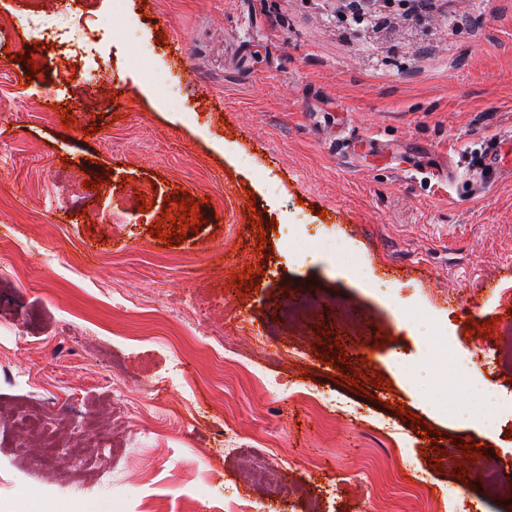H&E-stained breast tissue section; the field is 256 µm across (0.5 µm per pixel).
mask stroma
Returning a JSON list of instances; mask_svg holds the SVG:
<instances>
[{
    "instance_id": "35a3bbf8",
    "label": "stroma",
    "mask_w": 512,
    "mask_h": 512,
    "mask_svg": "<svg viewBox=\"0 0 512 512\" xmlns=\"http://www.w3.org/2000/svg\"><path fill=\"white\" fill-rule=\"evenodd\" d=\"M336 3L124 0L116 23L125 41L99 33L112 48L104 83L117 94L105 108L95 95L79 98L57 49H39L41 73L29 76L7 49L32 44L30 32L0 28V83L29 85L22 106L0 96L12 113L0 121V147L13 152L0 167V241L27 273L19 285L0 276V404H29L63 380L115 441L139 435L88 459L100 483L76 485L64 456L34 461L0 415V512L81 499L90 512H140L152 495L164 512H185L187 494L197 512H214L211 488L239 487L236 461L224 458L228 426L244 454L274 447L288 460L287 485L250 492L264 512H445L465 480L464 512H512V494L483 480L490 464L512 468V365L476 358L453 369L446 355L473 336L512 352V330L484 327L506 308L500 292L512 295V173L481 171L496 141L512 137V0H448L424 20L395 15L354 31ZM132 53L141 67L126 65ZM171 77L204 118L166 105ZM66 171L101 178V190L68 203L57 180ZM145 184L152 209L127 208ZM179 191L204 222L171 246L150 226ZM251 204L261 222L286 219L268 232L272 247L259 248L243 216ZM104 209L116 224L96 222ZM309 234L325 248L286 249V238ZM46 244L60 260L42 255ZM260 265L259 289L233 286ZM169 293L225 336L260 328L271 353L179 347L168 326L132 308ZM325 328L390 387L359 395L337 385L335 365L317 356ZM380 334L391 343L375 346ZM176 356L197 386L190 412L168 378ZM115 370L136 420L112 407ZM310 388L360 416L317 410L300 396ZM159 394L168 412L157 417ZM398 402L442 433L439 450L395 415ZM490 416L507 418L505 431L481 428ZM465 443L484 450L463 458Z\"/></svg>"
}]
</instances>
